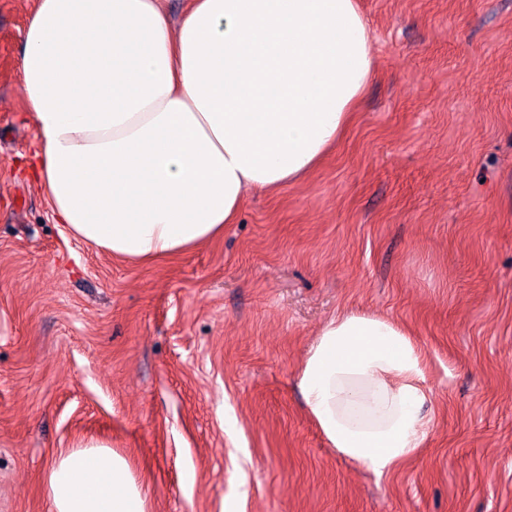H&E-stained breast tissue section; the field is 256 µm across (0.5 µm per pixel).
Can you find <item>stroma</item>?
I'll return each mask as SVG.
<instances>
[{"instance_id":"obj_1","label":"stroma","mask_w":512,"mask_h":512,"mask_svg":"<svg viewBox=\"0 0 512 512\" xmlns=\"http://www.w3.org/2000/svg\"><path fill=\"white\" fill-rule=\"evenodd\" d=\"M374 74L303 180L149 264L71 236L25 162L33 0H0V512H51L62 451L123 456L146 512H512V0H359ZM371 314L425 360L428 436L384 476L298 374Z\"/></svg>"}]
</instances>
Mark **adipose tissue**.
<instances>
[{
    "label": "adipose tissue",
    "instance_id": "ef3b65f1",
    "mask_svg": "<svg viewBox=\"0 0 512 512\" xmlns=\"http://www.w3.org/2000/svg\"><path fill=\"white\" fill-rule=\"evenodd\" d=\"M22 90L33 168L72 236L138 262L221 235L245 195L300 180L345 133L373 71L358 0H37ZM333 448L376 475L424 444L423 356L397 324L331 320L299 378ZM53 512H145L107 446L61 452Z\"/></svg>",
    "mask_w": 512,
    "mask_h": 512
}]
</instances>
